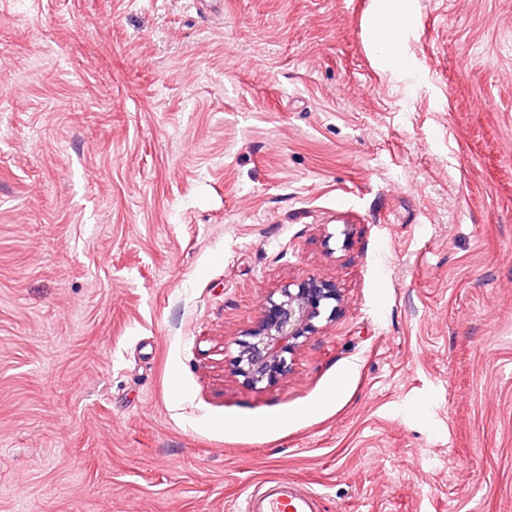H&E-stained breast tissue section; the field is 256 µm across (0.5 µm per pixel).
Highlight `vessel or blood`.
Instances as JSON below:
<instances>
[{"label":"vessel or blood","instance_id":"vessel-or-blood-1","mask_svg":"<svg viewBox=\"0 0 512 512\" xmlns=\"http://www.w3.org/2000/svg\"><path fill=\"white\" fill-rule=\"evenodd\" d=\"M319 498L304 485L270 477L247 493L240 512H318Z\"/></svg>","mask_w":512,"mask_h":512}]
</instances>
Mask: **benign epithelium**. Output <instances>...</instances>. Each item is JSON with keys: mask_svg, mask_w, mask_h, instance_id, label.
I'll return each mask as SVG.
<instances>
[{"mask_svg": "<svg viewBox=\"0 0 512 512\" xmlns=\"http://www.w3.org/2000/svg\"><path fill=\"white\" fill-rule=\"evenodd\" d=\"M331 300H339L335 285L314 278L281 289L280 299L269 300L248 339L241 342L232 360L235 372L253 385L275 382L288 371L286 354L317 330L315 320Z\"/></svg>", "mask_w": 512, "mask_h": 512, "instance_id": "7a95c632", "label": "benign epithelium"}]
</instances>
